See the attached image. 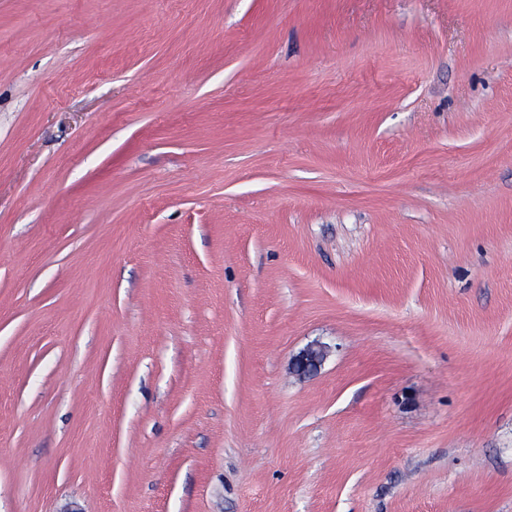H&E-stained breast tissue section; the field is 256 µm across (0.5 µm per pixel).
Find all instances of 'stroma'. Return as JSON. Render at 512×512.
Here are the masks:
<instances>
[{
  "label": "stroma",
  "mask_w": 512,
  "mask_h": 512,
  "mask_svg": "<svg viewBox=\"0 0 512 512\" xmlns=\"http://www.w3.org/2000/svg\"><path fill=\"white\" fill-rule=\"evenodd\" d=\"M67 504L512 512V0H0V512ZM326 356V350L321 345H311L303 350L294 360V371L298 375H303L311 371H316Z\"/></svg>",
  "instance_id": "obj_1"
}]
</instances>
